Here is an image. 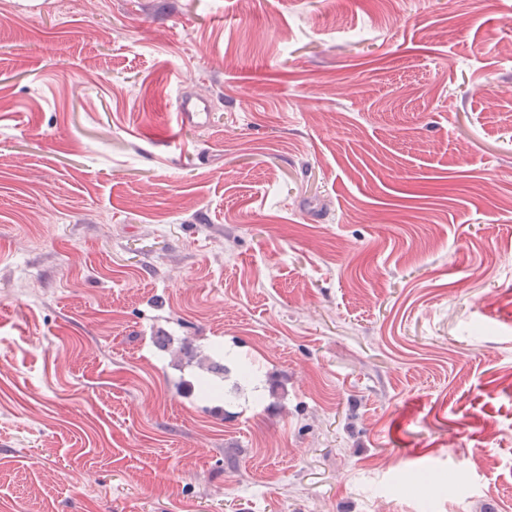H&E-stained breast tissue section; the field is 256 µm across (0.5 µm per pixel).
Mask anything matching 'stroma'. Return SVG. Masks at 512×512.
Segmentation results:
<instances>
[{
    "instance_id": "1",
    "label": "stroma",
    "mask_w": 512,
    "mask_h": 512,
    "mask_svg": "<svg viewBox=\"0 0 512 512\" xmlns=\"http://www.w3.org/2000/svg\"><path fill=\"white\" fill-rule=\"evenodd\" d=\"M421 471L512 512V0H0V512ZM211 103L208 98L201 96L183 95L176 105V126L181 130L185 126L204 124Z\"/></svg>"
}]
</instances>
